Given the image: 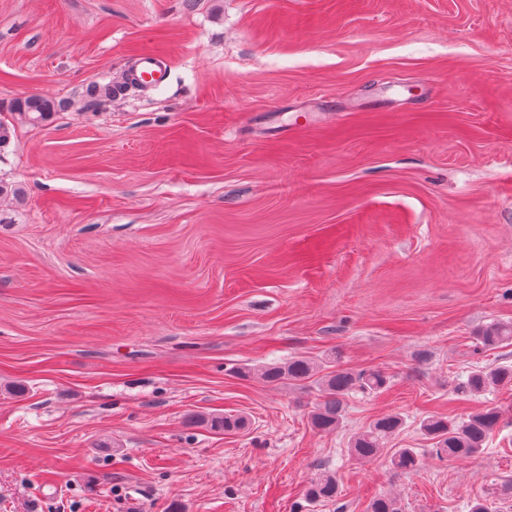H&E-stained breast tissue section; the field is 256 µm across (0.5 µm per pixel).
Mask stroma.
I'll return each instance as SVG.
<instances>
[{
    "label": "stroma",
    "instance_id": "1",
    "mask_svg": "<svg viewBox=\"0 0 512 512\" xmlns=\"http://www.w3.org/2000/svg\"><path fill=\"white\" fill-rule=\"evenodd\" d=\"M144 49L164 86L87 97ZM0 118V512H512V384L459 391L512 362L475 339L512 323V0H0ZM330 351L390 377L333 432L315 380L240 374ZM393 412L417 471L349 453ZM52 104L50 101L37 96H28L18 101L13 112L22 122L36 125L44 122L52 114ZM501 411L496 406L450 421L448 417L427 416L419 423L421 432L433 442L432 452L441 459L469 458L481 453L498 431ZM190 421L192 423L202 424L213 431L224 433L235 432L247 426V420L244 417L233 415H192ZM338 486L336 478L330 474L318 473L308 483L306 496L314 501H326L336 498Z\"/></svg>",
    "mask_w": 512,
    "mask_h": 512
}]
</instances>
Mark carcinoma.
<instances>
[{
  "instance_id": "obj_1",
  "label": "carcinoma",
  "mask_w": 512,
  "mask_h": 512,
  "mask_svg": "<svg viewBox=\"0 0 512 512\" xmlns=\"http://www.w3.org/2000/svg\"><path fill=\"white\" fill-rule=\"evenodd\" d=\"M50 101L37 96H28L18 101L14 108L18 119L36 125L51 115ZM477 340L485 347H496L512 341V324L495 323L478 331ZM321 365L306 356H296L288 361L258 369H249L245 377H255L267 385L301 382L320 372ZM322 400L311 411L309 423L312 428L331 432L343 420V404L354 391L377 395L389 386V377L381 369L352 371L338 365L328 366V372L318 380ZM512 384V364H497L473 369L465 382L471 394H481L499 386ZM501 411L496 406L470 413L458 421L443 416H427L419 423V429L433 441L432 452L441 459L469 458L481 453L485 445L498 431ZM190 421L202 424L213 431L235 432L247 426V420L233 415H193ZM404 418L398 413L387 414L355 433L350 439V452L359 461L371 463L382 453L385 445L404 427ZM393 468L402 471L415 469L419 460L413 448H396L391 454ZM336 478L318 473L308 483L306 496L314 501L331 500L337 496ZM369 512H401L396 499L381 495L369 504Z\"/></svg>"
}]
</instances>
